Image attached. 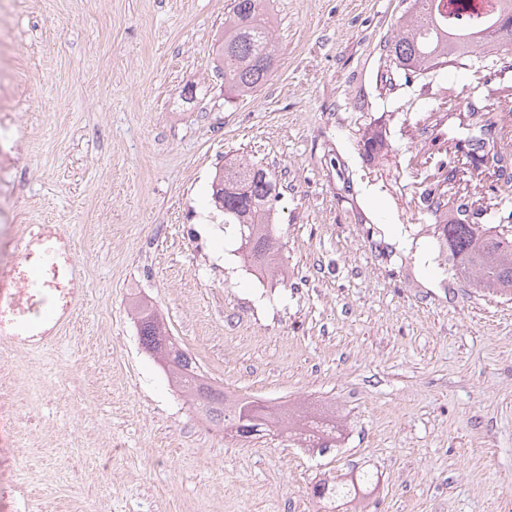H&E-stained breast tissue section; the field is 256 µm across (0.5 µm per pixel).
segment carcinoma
<instances>
[{
  "instance_id": "1",
  "label": "carcinoma",
  "mask_w": 512,
  "mask_h": 512,
  "mask_svg": "<svg viewBox=\"0 0 512 512\" xmlns=\"http://www.w3.org/2000/svg\"><path fill=\"white\" fill-rule=\"evenodd\" d=\"M488 2L486 9L494 14L493 20L485 27L469 30L448 28V0H411L395 22V34L383 45L386 59L392 64L385 82L393 85L392 75L398 74L404 76L408 87L416 80L426 79L428 72L459 68L468 74V87L484 90L483 106L466 104L458 125L450 124L446 130L437 123L426 127L425 142L432 147L452 144L474 169L493 177L490 202L480 207V216L511 224L512 175L504 180L498 175V166L507 159L509 150L497 138L492 114L511 113L512 95L502 96L488 83L490 76L498 72L496 63L512 68V0ZM264 4L265 0H232L224 19V87L239 96L256 92L274 71L276 46ZM391 149V143L380 134L362 141L363 155L370 161L385 157ZM444 169L451 172L450 181H455L457 167L450 160H441L420 194L422 212L437 230L439 252H447L444 261L449 270L470 287L512 300V236L469 222L471 205L465 195L459 198L455 216L441 217L445 212L440 189ZM216 185L220 186L219 194L213 198L224 211V223L237 226L241 259L261 271L272 272L269 259L278 250L271 220L280 197L276 182L267 169L241 161L224 166ZM138 333L144 349L166 362L164 351L172 346L173 337L154 311L140 310ZM175 361L176 365L169 366L175 385L188 401L203 405L208 417L234 419L236 434L242 438L270 430L273 421L269 412L259 410L242 419L247 401L229 405L224 403V394L214 391L201 398L196 363L184 352L176 353ZM309 432L312 447L323 451L336 439V426L329 422H312ZM371 484L369 476L360 473L331 485L319 484L313 492L320 499L350 502Z\"/></svg>"
}]
</instances>
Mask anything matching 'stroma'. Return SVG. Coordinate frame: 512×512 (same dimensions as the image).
I'll return each instance as SVG.
<instances>
[{"mask_svg":"<svg viewBox=\"0 0 512 512\" xmlns=\"http://www.w3.org/2000/svg\"><path fill=\"white\" fill-rule=\"evenodd\" d=\"M231 0H22L0 18L21 160L4 201L72 241L84 292L40 376L20 463L44 512H318L323 480L368 470L361 512H512V301L448 272L421 211L432 87L384 91L381 47L409 0H266L277 58L224 92ZM387 129L398 166L360 145ZM246 157L281 198L278 277L240 260L216 169ZM162 317L205 380L266 406L336 408V442L207 421L141 343ZM112 473L102 476L104 457Z\"/></svg>","mask_w":512,"mask_h":512,"instance_id":"1","label":"stroma"}]
</instances>
